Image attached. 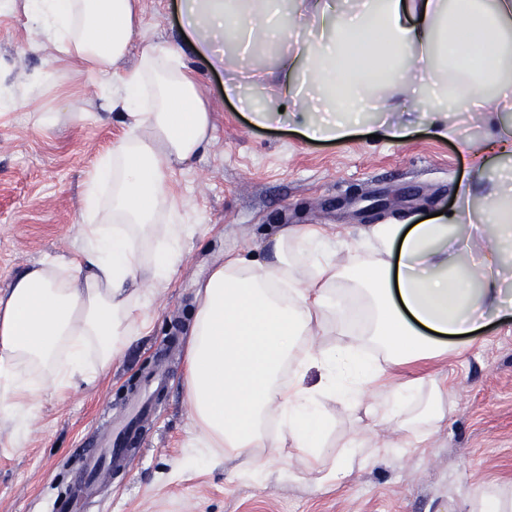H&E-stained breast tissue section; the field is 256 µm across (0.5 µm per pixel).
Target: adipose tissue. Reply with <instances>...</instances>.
<instances>
[{"instance_id": "obj_1", "label": "adipose tissue", "mask_w": 512, "mask_h": 512, "mask_svg": "<svg viewBox=\"0 0 512 512\" xmlns=\"http://www.w3.org/2000/svg\"><path fill=\"white\" fill-rule=\"evenodd\" d=\"M187 48L138 44L140 0H0L23 14L33 45L46 51L44 76L77 72L106 79L102 108L122 136L83 184L81 245L15 275L0 295V420L30 427L45 394L107 373L152 321L153 297L181 260L188 224L171 185L213 141L216 114L196 67L225 72L224 96L264 126L301 117L311 140H341L376 94L397 99L409 121L381 125L399 139L426 124L458 138L452 112H512V0H180ZM301 37L288 40L289 28ZM281 49L260 72L271 85L257 107L227 56ZM134 66H125L130 49ZM195 63H188V56ZM387 75L376 91L369 74ZM477 176L502 175L512 159V122L467 142ZM471 185L458 207L414 224H366L351 244L320 224L277 230L258 255L225 253L196 285L181 388L190 409L187 445L215 466L242 463L268 481L279 458L297 455L320 484H341L401 443L357 435L326 463L330 421L323 399L363 412L371 428L393 426L422 440L448 421V352L492 325L512 322V187L478 212ZM331 325L344 343L315 347ZM321 373L304 382L307 369Z\"/></svg>"}]
</instances>
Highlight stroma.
<instances>
[{"instance_id":"stroma-1","label":"stroma","mask_w":512,"mask_h":512,"mask_svg":"<svg viewBox=\"0 0 512 512\" xmlns=\"http://www.w3.org/2000/svg\"><path fill=\"white\" fill-rule=\"evenodd\" d=\"M174 3L141 0L150 40L182 42ZM49 65L32 47L24 17L0 14V102L28 100L27 107L0 116V293L27 266L75 253L85 174L123 133L117 118L100 116L98 88L85 76L63 79L61 87L79 86L73 96L37 84ZM200 83L218 114L215 139L172 177L197 229L182 243L173 281L156 298L153 327L95 383L62 397L43 396L22 440L14 439L10 423H0V512H53L54 504L66 502L85 449L109 436L133 388L147 387L160 374L167 388L130 464L69 512H441L449 499H465L486 484L512 499V332L503 326L468 346L449 344L437 359V369L454 383L445 399L447 426L342 485L255 481L240 476L233 461L182 468L190 424L180 388L184 349L169 340L189 333L196 282L226 251L255 246L286 224L342 231L370 219L405 223L451 210L459 185L472 178L462 141L488 130L465 119L455 141L425 126L400 141L379 139L380 119L395 122L400 115L370 112L346 139L312 142L289 128L252 124L224 99L223 76L204 69ZM34 109L86 118L38 132L28 121ZM379 198L388 199V207L366 218L365 208ZM323 409L334 420L323 450L330 460L367 421L335 399L324 400Z\"/></svg>"}]
</instances>
